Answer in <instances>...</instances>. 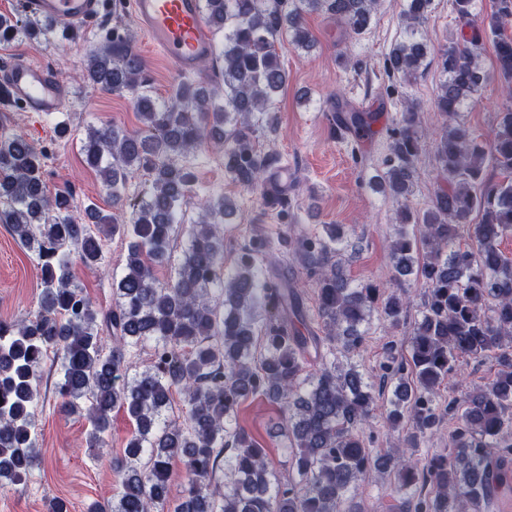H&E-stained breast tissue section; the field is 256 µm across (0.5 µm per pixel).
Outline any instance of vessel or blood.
<instances>
[{
    "instance_id": "vessel-or-blood-1",
    "label": "vessel or blood",
    "mask_w": 512,
    "mask_h": 512,
    "mask_svg": "<svg viewBox=\"0 0 512 512\" xmlns=\"http://www.w3.org/2000/svg\"><path fill=\"white\" fill-rule=\"evenodd\" d=\"M27 11L62 27H86L106 9V0H23ZM131 10L151 44L175 72L196 73L214 42L203 17L202 0H131ZM0 83L14 102L29 112L50 116L61 111L64 87L46 66L23 59L0 62Z\"/></svg>"
}]
</instances>
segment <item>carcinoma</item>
<instances>
[{
	"label": "carcinoma",
	"mask_w": 512,
	"mask_h": 512,
	"mask_svg": "<svg viewBox=\"0 0 512 512\" xmlns=\"http://www.w3.org/2000/svg\"><path fill=\"white\" fill-rule=\"evenodd\" d=\"M377 0H203L212 30L222 35L211 58L221 80L178 82L166 99L155 97L147 67L130 30L89 52L82 81L102 91H128L145 133L115 125L88 126L82 144L111 198L114 213L95 207L71 214L70 196L52 195L44 178L46 153L24 135L0 134V224L36 256L42 294L36 313L0 320V489L26 482L39 459L36 414L40 378L49 352L60 356L55 392L61 412L87 419V447L106 446L114 409L124 410L136 432L112 467L123 476L112 503L94 501L86 512H162L169 504L168 474L179 464L184 483L174 512H357L347 505L354 483L371 470L394 472L391 490L403 512H487L492 499L512 486V258L499 249L512 233V105L489 143L478 141L460 112L487 80L479 49L492 39L496 66L512 96V38L502 34L512 0H494V12L474 24L475 0H452L471 34L437 56L444 79L434 107L445 119L433 144L419 130V110L408 106L392 130L381 188L406 197L422 152L431 149L444 184L421 212L404 207L401 224L420 226V237L399 228L390 259L401 276L424 286L420 319L406 339L407 354L388 347L380 368L394 382L386 420L406 431L407 448L375 456L362 430L375 418V398L365 374L336 360L364 339L361 326L374 309L397 326L409 301L373 284L353 287L335 260L343 235L323 232L278 241L316 277L322 332L300 330L304 311L287 276L263 270L270 242L252 237L236 268L224 274L225 218L236 206L228 197L193 202V178L183 163L207 141H224L225 171L259 190L267 205L290 213L285 194L266 189L277 162L256 147L258 129L277 130L276 93L286 74L276 44L283 38L308 51L315 37L304 23L322 12L350 38L371 25ZM432 0H407L403 36L386 59L392 75L409 77L427 66L430 47L421 36ZM55 35L54 22L0 15V43ZM376 122L372 112L340 105L331 125L360 139ZM503 179L486 180L485 164ZM144 171L148 188L125 196L128 174ZM198 205L189 244L174 280L161 283L156 266L170 256L174 227ZM479 214L478 223L472 222ZM130 238L125 268L115 281L114 304L96 307L74 280L73 260L101 268L103 241ZM476 246L462 248L464 237ZM110 333L105 343L102 331ZM153 343L151 364L127 377L128 355ZM321 367L310 373V356ZM493 359L498 371L476 391L448 402L457 425L448 454L414 458L435 435L443 414L437 395L459 363ZM185 410L171 415L173 395ZM261 395L284 410L276 426L297 448L288 479L268 466L262 448L236 422L238 407ZM224 473V483L216 479Z\"/></svg>",
	"instance_id": "1"
}]
</instances>
